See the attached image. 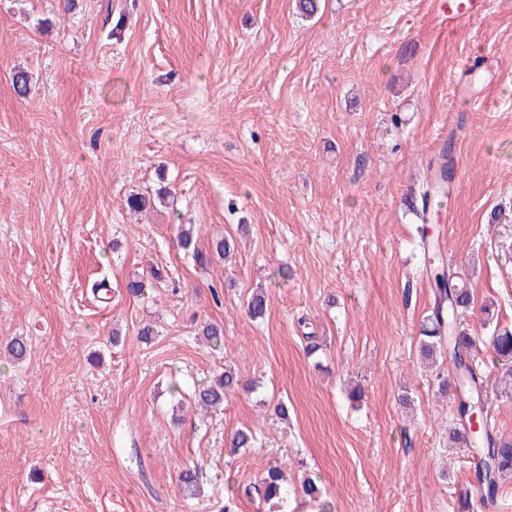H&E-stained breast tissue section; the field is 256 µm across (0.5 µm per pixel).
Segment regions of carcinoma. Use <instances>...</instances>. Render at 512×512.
<instances>
[{
  "mask_svg": "<svg viewBox=\"0 0 512 512\" xmlns=\"http://www.w3.org/2000/svg\"><path fill=\"white\" fill-rule=\"evenodd\" d=\"M434 280V310L427 318L430 326L426 330L422 351L429 359L443 354L453 363L456 369L454 386L460 399L459 413L463 415L473 411L477 405H484L486 384L482 374L475 372L472 366L476 339L458 328L461 316L470 308L471 295L467 282L445 262L434 266ZM266 308L267 300L258 292L253 293L247 302V313L252 318L262 317ZM489 344L505 365L499 377L500 390L506 395L512 394V330H494L489 336ZM236 384L233 372L226 370L210 382L199 385L195 398L203 408H217L224 404V397ZM450 439L473 450L478 459L475 483L481 500L487 506L494 505L499 481L512 475V439L494 433L486 420L479 424L477 431L466 424L461 429H454ZM257 491L266 501L281 499L287 492L283 469L279 466L268 468Z\"/></svg>",
  "mask_w": 512,
  "mask_h": 512,
  "instance_id": "cac0c4a2",
  "label": "carcinoma"
}]
</instances>
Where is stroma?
<instances>
[{"instance_id": "stroma-1", "label": "stroma", "mask_w": 512, "mask_h": 512, "mask_svg": "<svg viewBox=\"0 0 512 512\" xmlns=\"http://www.w3.org/2000/svg\"><path fill=\"white\" fill-rule=\"evenodd\" d=\"M483 53L478 102L457 98ZM424 234L467 279L462 329H512V0L455 23L436 0H0V512H458L476 459L448 439L453 364L420 358ZM227 368L241 387L197 410ZM257 491L266 501L281 499L287 492L283 469L280 466L269 467L261 478Z\"/></svg>"}]
</instances>
